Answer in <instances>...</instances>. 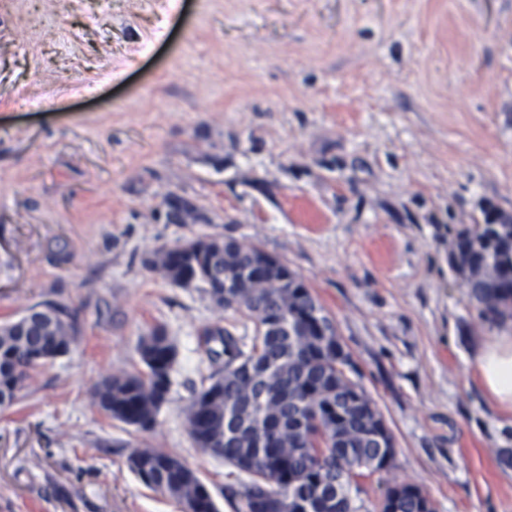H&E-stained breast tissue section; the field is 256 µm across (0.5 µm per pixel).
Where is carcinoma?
<instances>
[{"mask_svg":"<svg viewBox=\"0 0 512 512\" xmlns=\"http://www.w3.org/2000/svg\"><path fill=\"white\" fill-rule=\"evenodd\" d=\"M484 221L454 230L449 265L461 280L478 320L491 329L512 322V224H498L483 210ZM198 218L188 202L171 203L168 219ZM262 250L220 237H202L158 251L152 263L170 284L185 288L201 283L212 303L232 314L220 328L222 349H208L224 366L194 393L188 415L195 444L247 474L242 492L245 512H299L307 502L321 512L334 495L340 512H360L365 473L393 464V436L365 390L353 379L350 357L336 356V336L320 332L324 308L292 271L278 269L270 277L244 275ZM231 280L235 288L224 289ZM46 306L63 317L50 335L40 326L23 339L0 335V406L17 398L30 373L47 363L36 355L50 341L70 344L81 327L67 307ZM252 323L246 343L230 331L235 322ZM146 371L108 377L95 387L107 417L139 430L153 428L167 401L176 350L165 331L156 328L139 340ZM129 469L148 487L176 499L193 512H218L212 495L195 472L177 457L156 448L132 452ZM357 467L351 472L347 465ZM398 501L400 512H435L430 497L417 485L396 482L378 504Z\"/></svg>","mask_w":512,"mask_h":512,"instance_id":"1","label":"carcinoma"}]
</instances>
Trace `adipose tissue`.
<instances>
[{
    "instance_id": "1",
    "label": "adipose tissue",
    "mask_w": 512,
    "mask_h": 512,
    "mask_svg": "<svg viewBox=\"0 0 512 512\" xmlns=\"http://www.w3.org/2000/svg\"><path fill=\"white\" fill-rule=\"evenodd\" d=\"M478 370L488 395L512 411V323L490 336L479 353Z\"/></svg>"
}]
</instances>
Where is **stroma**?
<instances>
[{"mask_svg": "<svg viewBox=\"0 0 512 512\" xmlns=\"http://www.w3.org/2000/svg\"><path fill=\"white\" fill-rule=\"evenodd\" d=\"M176 198L197 220H168ZM486 207L512 214V0H0V324L48 301L82 322L0 406V512H181L137 448L243 512L247 475L187 423L227 315L149 267L204 236L280 259L334 319L395 438L368 512L401 481L436 512H512L492 331L448 265ZM156 328L176 359L141 431L91 392Z\"/></svg>", "mask_w": 512, "mask_h": 512, "instance_id": "obj_1", "label": "stroma"}]
</instances>
